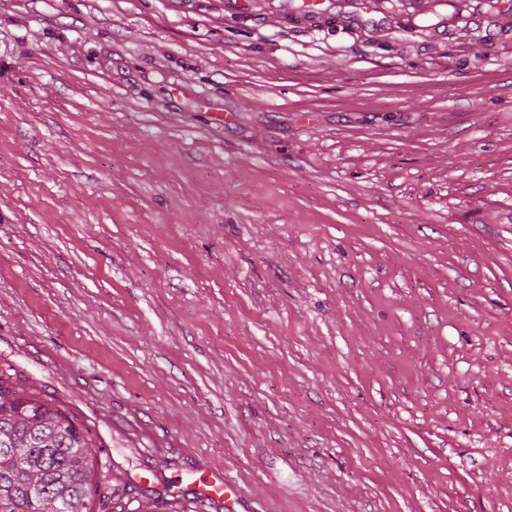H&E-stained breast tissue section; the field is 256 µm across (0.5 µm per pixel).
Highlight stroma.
<instances>
[{"label": "stroma", "instance_id": "stroma-1", "mask_svg": "<svg viewBox=\"0 0 512 512\" xmlns=\"http://www.w3.org/2000/svg\"><path fill=\"white\" fill-rule=\"evenodd\" d=\"M302 2L0 0V363L115 512H512V0ZM192 485L191 495L213 502L225 512H251L242 487L222 468L204 469Z\"/></svg>", "mask_w": 512, "mask_h": 512}]
</instances>
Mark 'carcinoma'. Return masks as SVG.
Instances as JSON below:
<instances>
[{
	"label": "carcinoma",
	"instance_id": "obj_1",
	"mask_svg": "<svg viewBox=\"0 0 512 512\" xmlns=\"http://www.w3.org/2000/svg\"><path fill=\"white\" fill-rule=\"evenodd\" d=\"M0 367V512H94L89 428Z\"/></svg>",
	"mask_w": 512,
	"mask_h": 512
}]
</instances>
